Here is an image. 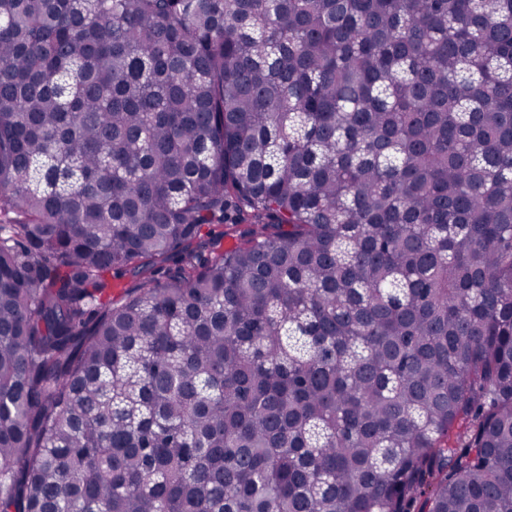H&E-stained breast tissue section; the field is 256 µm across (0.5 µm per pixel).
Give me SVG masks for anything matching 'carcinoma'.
<instances>
[{
    "instance_id": "1",
    "label": "carcinoma",
    "mask_w": 512,
    "mask_h": 512,
    "mask_svg": "<svg viewBox=\"0 0 512 512\" xmlns=\"http://www.w3.org/2000/svg\"><path fill=\"white\" fill-rule=\"evenodd\" d=\"M0 216V512H512V0H0Z\"/></svg>"
}]
</instances>
